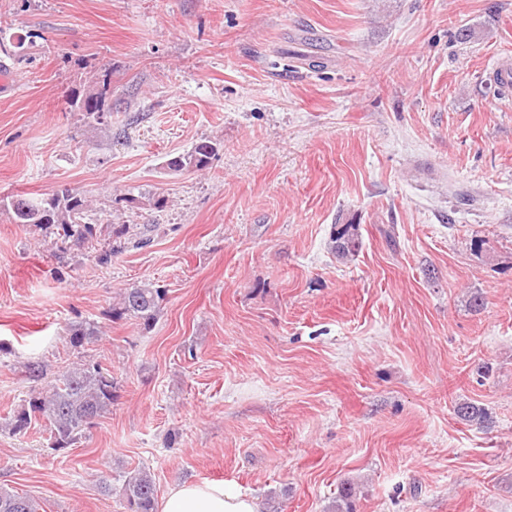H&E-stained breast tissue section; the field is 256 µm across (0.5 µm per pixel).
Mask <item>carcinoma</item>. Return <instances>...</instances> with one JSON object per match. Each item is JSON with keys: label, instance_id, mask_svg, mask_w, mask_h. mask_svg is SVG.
<instances>
[{"label": "carcinoma", "instance_id": "carcinoma-1", "mask_svg": "<svg viewBox=\"0 0 512 512\" xmlns=\"http://www.w3.org/2000/svg\"><path fill=\"white\" fill-rule=\"evenodd\" d=\"M72 112H80L87 119L107 127L112 114V90L107 74L91 81L82 91H75L68 98ZM221 148L216 141H202L190 151L167 161L174 172L203 171ZM0 207L11 213L16 224H35L52 231L61 245L82 244L104 237L107 248L97 256L101 264L128 248H141L150 243L149 234L154 224H116L108 219L103 224L85 221L89 200L75 189L61 187L40 197L13 194L0 198ZM361 247L357 224H335L330 234V250L344 259L354 255ZM165 291L151 283L132 284L119 294L112 306V318L130 319L148 328L156 321ZM99 335L97 326L86 322L71 328L69 343L80 348ZM118 383L109 370L99 363H76L62 373L29 406L17 412L11 420L12 430L22 432L38 419H43L50 430V449L58 451L73 446L91 427L94 420L106 414L117 398ZM457 415L469 422H483L484 409L472 402H460ZM118 493L130 512H155L156 483L154 475L145 467L125 471ZM354 487H341L331 512H353ZM0 512H37L35 501L26 494L0 488Z\"/></svg>", "mask_w": 512, "mask_h": 512}]
</instances>
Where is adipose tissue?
Instances as JSON below:
<instances>
[{"instance_id":"adipose-tissue-1","label":"adipose tissue","mask_w":512,"mask_h":512,"mask_svg":"<svg viewBox=\"0 0 512 512\" xmlns=\"http://www.w3.org/2000/svg\"><path fill=\"white\" fill-rule=\"evenodd\" d=\"M160 512H259V508L253 498L231 485L203 481L172 486Z\"/></svg>"}]
</instances>
